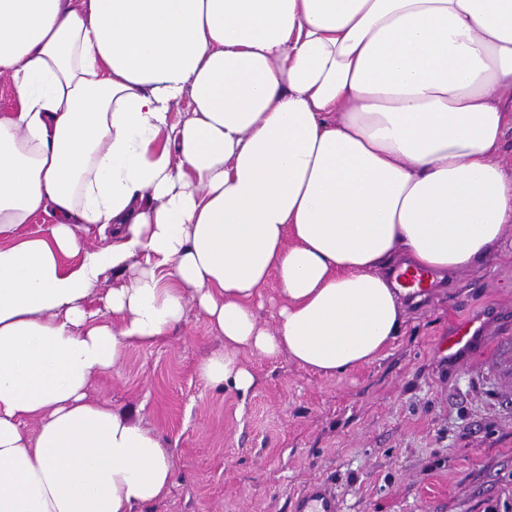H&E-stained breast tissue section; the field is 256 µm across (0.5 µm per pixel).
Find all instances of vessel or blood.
Returning a JSON list of instances; mask_svg holds the SVG:
<instances>
[{
  "label": "vessel or blood",
  "instance_id": "obj_1",
  "mask_svg": "<svg viewBox=\"0 0 512 512\" xmlns=\"http://www.w3.org/2000/svg\"><path fill=\"white\" fill-rule=\"evenodd\" d=\"M398 281L402 287L423 294L432 286V274L422 268L408 269L399 273ZM438 351L456 366L468 362L473 355H480L487 373L495 380L497 394L512 398V336H499L493 342H486L483 324L471 319L441 339ZM290 512H341V499L332 485L317 481L292 500Z\"/></svg>",
  "mask_w": 512,
  "mask_h": 512
}]
</instances>
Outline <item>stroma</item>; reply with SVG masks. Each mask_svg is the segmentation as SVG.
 Instances as JSON below:
<instances>
[{
  "mask_svg": "<svg viewBox=\"0 0 512 512\" xmlns=\"http://www.w3.org/2000/svg\"><path fill=\"white\" fill-rule=\"evenodd\" d=\"M402 303L401 336L332 376L245 351L247 395L208 383L199 365L224 339L193 306L169 338L94 373L91 397L138 412L172 455L169 493L140 512H289L318 480L342 512H512V401L436 348L463 319L512 331V232L482 267Z\"/></svg>",
  "mask_w": 512,
  "mask_h": 512,
  "instance_id": "35a3bbf8",
  "label": "stroma"
}]
</instances>
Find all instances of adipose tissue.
<instances>
[{
    "label": "adipose tissue",
    "instance_id": "ef3b65f1",
    "mask_svg": "<svg viewBox=\"0 0 512 512\" xmlns=\"http://www.w3.org/2000/svg\"><path fill=\"white\" fill-rule=\"evenodd\" d=\"M2 75L0 512L167 495L168 450L89 386L189 304L211 383L248 394L244 350L332 375L401 335L392 265L477 267L512 228V0H0ZM280 286L277 281H270L263 290L262 306L255 305V313L260 324L274 328L278 319V310L281 304Z\"/></svg>",
    "mask_w": 512,
    "mask_h": 512
}]
</instances>
